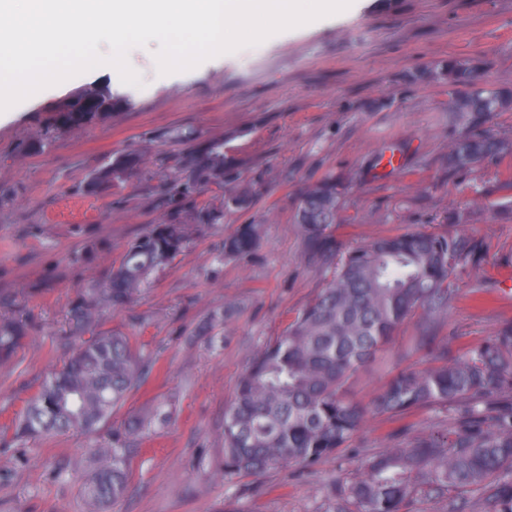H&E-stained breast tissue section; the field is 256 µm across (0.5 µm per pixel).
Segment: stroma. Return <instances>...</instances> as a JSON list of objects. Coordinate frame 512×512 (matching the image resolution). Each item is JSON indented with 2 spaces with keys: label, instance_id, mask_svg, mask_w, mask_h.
<instances>
[{
  "label": "stroma",
  "instance_id": "1",
  "mask_svg": "<svg viewBox=\"0 0 512 512\" xmlns=\"http://www.w3.org/2000/svg\"><path fill=\"white\" fill-rule=\"evenodd\" d=\"M157 44L127 55L142 84L88 74L0 112V315L27 336L0 362V512H91L84 495L88 449L107 445L131 416L152 415L129 456L127 495L108 512H324L335 485L359 478L364 457L447 429L446 409L394 420L368 415L335 457L242 475L224 483V411L250 355L281 335L329 279L311 262L295 223L308 184L334 177L343 190L336 235L343 245L423 230L480 245L455 272V294L433 320L458 354L512 322V153L464 169L448 144L464 122L448 110V83L426 71L452 57H484L483 83L512 88V0H355L346 12L278 32L195 68L160 74ZM131 96L107 122L56 129L65 102L100 87ZM191 128L220 138L254 189L248 209L203 225L187 249L155 273L126 307L100 313L102 332L132 334L151 371L141 388L93 434L25 441L12 420L44 376L76 348L69 312L81 288L107 278L127 243L164 214L153 187L162 160L181 144L166 132ZM50 136L49 149L35 141ZM401 166L376 172L382 147ZM145 153L127 182L88 195L76 188L113 154ZM257 224L256 248L219 258L239 225ZM423 327L414 314L345 395L369 405L390 374L424 368Z\"/></svg>",
  "mask_w": 512,
  "mask_h": 512
}]
</instances>
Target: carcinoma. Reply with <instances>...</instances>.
<instances>
[{"mask_svg":"<svg viewBox=\"0 0 512 512\" xmlns=\"http://www.w3.org/2000/svg\"><path fill=\"white\" fill-rule=\"evenodd\" d=\"M481 69L478 59L452 58L434 71V77L448 80V94L464 99L468 112L458 116L474 126L448 152L454 168L465 167L458 158L466 151L474 156L473 165L508 152L504 142L475 129L495 108L512 103L507 89L476 88ZM131 106L129 96L104 87L62 105L56 124H95ZM170 139L187 148L156 186L165 216L127 244L105 284L82 289L72 319L75 332L88 339L42 382L15 420L17 437L92 434L112 418L150 367L130 337L100 331V310L134 300L152 273L186 249L197 227L216 224L224 211L250 202L253 189L246 184L225 194L219 207L197 204L204 188L239 180L235 163L224 154L222 139L201 145L193 130H177ZM142 163L137 149L114 155L89 173L82 190L122 183ZM340 198L331 177L308 185L301 197L296 224L306 252L334 266L325 287L282 335L253 354L238 379L224 412V480L328 459L356 437L369 412L401 418L445 407L447 433L418 436L401 448L367 456L362 476L334 488L325 512H401L404 500L419 489L434 500H448V512H464L465 502L451 494L468 490L482 491V512H512V324L452 357L450 340H437L428 325L452 300L448 279L476 246L459 236L407 231L343 251L336 237ZM259 235L260 225H240L224 240L220 255L251 253ZM416 311L427 322L418 344L430 356L428 366L392 374L368 408L345 398V381ZM24 338L22 322L1 321L0 360ZM145 424L147 418L134 416L112 430L110 446L89 449L97 466L84 494L96 508L125 495L131 442Z\"/></svg>","mask_w":512,"mask_h":512,"instance_id":"obj_1","label":"carcinoma"}]
</instances>
